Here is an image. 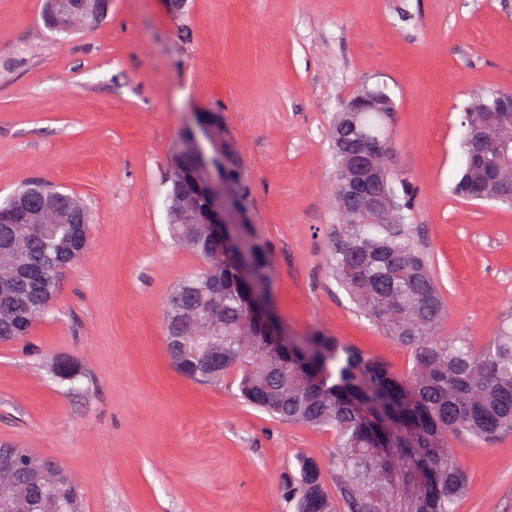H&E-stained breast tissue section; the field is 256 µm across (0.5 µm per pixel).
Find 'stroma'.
<instances>
[{"mask_svg": "<svg viewBox=\"0 0 512 512\" xmlns=\"http://www.w3.org/2000/svg\"><path fill=\"white\" fill-rule=\"evenodd\" d=\"M44 3L0 0V201L39 182L80 197L92 223L44 319L0 345V443L62 465L82 512H288L289 465L327 460L334 441L172 363L166 298L202 259L170 239L166 158L197 112L223 108L280 321L403 371L408 350L352 302L328 251L331 124L362 87L387 86L391 168L416 189L406 222L445 300L442 330L482 344L512 311V207L453 186L461 105L512 88V0H187L179 13L112 0L69 36L46 28ZM56 358L79 378H56ZM460 460L458 512H512V436L462 442Z\"/></svg>", "mask_w": 512, "mask_h": 512, "instance_id": "stroma-1", "label": "stroma"}]
</instances>
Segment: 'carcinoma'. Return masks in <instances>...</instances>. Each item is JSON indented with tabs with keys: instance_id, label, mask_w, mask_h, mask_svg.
I'll list each match as a JSON object with an SVG mask.
<instances>
[{
	"instance_id": "obj_1",
	"label": "carcinoma",
	"mask_w": 512,
	"mask_h": 512,
	"mask_svg": "<svg viewBox=\"0 0 512 512\" xmlns=\"http://www.w3.org/2000/svg\"><path fill=\"white\" fill-rule=\"evenodd\" d=\"M96 21L112 0H66L58 12L46 0L44 21L56 33L87 27L85 2ZM512 97V88L474 94L461 111L492 119L483 109ZM357 131L390 137L381 112H362ZM473 132L465 127L466 156L458 195L475 200L485 167L471 162ZM181 170L166 178L172 240L196 252L204 266L168 294L164 323L172 362L193 380L238 381L242 397L272 419L321 429L335 442L328 466L303 457L284 494L291 512H458L466 487L459 451L449 437L490 443L512 435V318L497 336L477 347L468 336H442L444 304L425 253L403 224H373L349 212L341 188L336 208L341 226L331 236L333 269L365 314L410 351L411 367L396 373L369 354L315 330L284 338L274 322L253 317L244 297L248 285L236 274V257L207 224L179 211V199L198 178L194 143L183 134L171 157ZM225 178L236 189L242 220L239 248L251 261L254 283L273 298L270 249L252 215L238 141L224 145ZM400 183L396 208L411 206L414 188ZM90 214L74 195L31 184L0 204V344L25 339L59 294L66 268L88 247ZM222 315L209 313L212 299ZM17 457L0 494V512H82L84 493L57 463L26 448L0 444Z\"/></svg>"
}]
</instances>
